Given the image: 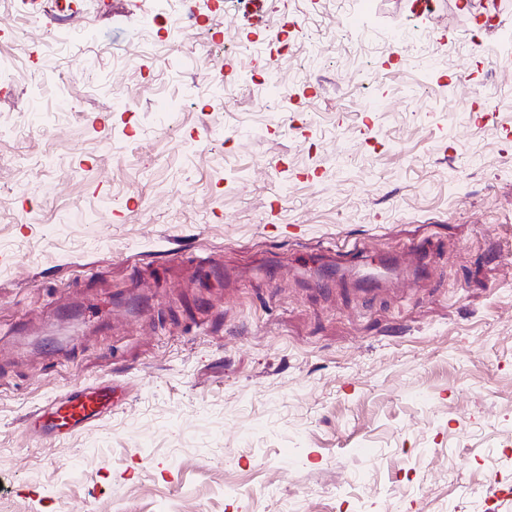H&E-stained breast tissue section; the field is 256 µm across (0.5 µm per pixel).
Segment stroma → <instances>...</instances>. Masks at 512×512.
I'll use <instances>...</instances> for the list:
<instances>
[{
  "mask_svg": "<svg viewBox=\"0 0 512 512\" xmlns=\"http://www.w3.org/2000/svg\"><path fill=\"white\" fill-rule=\"evenodd\" d=\"M68 4L0 6V512H512V0ZM191 0H167L165 2L175 5V22L181 30L193 31L200 25L197 11L190 5ZM112 392L116 388L104 385L96 388L72 389L49 409L34 412L33 421L26 422V429L33 434L65 435L92 426L104 409L112 405Z\"/></svg>",
  "mask_w": 512,
  "mask_h": 512,
  "instance_id": "35a3bbf8",
  "label": "stroma"
}]
</instances>
